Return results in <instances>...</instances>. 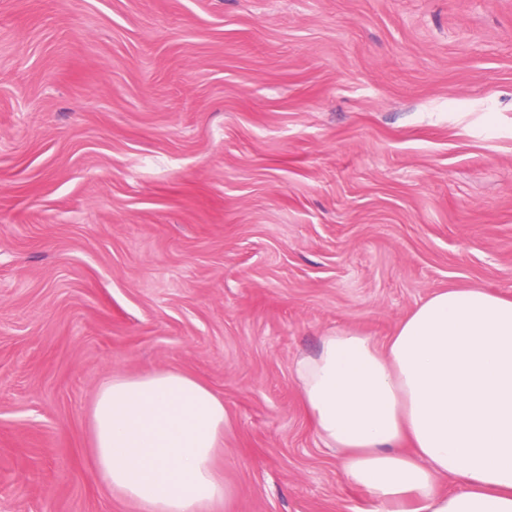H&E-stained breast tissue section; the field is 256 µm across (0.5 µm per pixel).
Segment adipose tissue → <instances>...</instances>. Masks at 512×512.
Instances as JSON below:
<instances>
[{
    "mask_svg": "<svg viewBox=\"0 0 512 512\" xmlns=\"http://www.w3.org/2000/svg\"><path fill=\"white\" fill-rule=\"evenodd\" d=\"M294 372L369 512H512V297L436 292L385 343L339 329ZM89 425L96 479L139 512H205L227 498L214 467L224 402L192 376L113 377Z\"/></svg>",
    "mask_w": 512,
    "mask_h": 512,
    "instance_id": "ef3b65f1",
    "label": "adipose tissue"
}]
</instances>
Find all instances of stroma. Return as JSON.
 <instances>
[{
  "mask_svg": "<svg viewBox=\"0 0 512 512\" xmlns=\"http://www.w3.org/2000/svg\"><path fill=\"white\" fill-rule=\"evenodd\" d=\"M512 297V0H0V512L96 483L112 376L224 402L212 512H368L293 366Z\"/></svg>",
  "mask_w": 512,
  "mask_h": 512,
  "instance_id": "35a3bbf8",
  "label": "stroma"
}]
</instances>
